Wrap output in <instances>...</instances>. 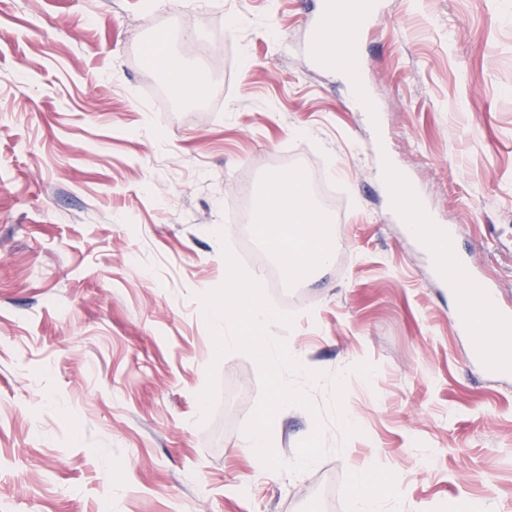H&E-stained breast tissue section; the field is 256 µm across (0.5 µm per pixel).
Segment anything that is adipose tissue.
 <instances>
[{
	"label": "adipose tissue",
	"instance_id": "1",
	"mask_svg": "<svg viewBox=\"0 0 512 512\" xmlns=\"http://www.w3.org/2000/svg\"><path fill=\"white\" fill-rule=\"evenodd\" d=\"M155 70L175 93L200 95L202 82L160 44L149 51ZM326 219L305 195L301 175L272 177L256 207L254 230L277 254L283 268L301 276L333 261ZM351 496L356 512H385L393 504V482L372 484L367 469L354 476Z\"/></svg>",
	"mask_w": 512,
	"mask_h": 512
}]
</instances>
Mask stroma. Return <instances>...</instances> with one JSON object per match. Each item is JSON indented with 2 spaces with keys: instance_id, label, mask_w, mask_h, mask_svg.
<instances>
[{
  "instance_id": "obj_1",
  "label": "stroma",
  "mask_w": 512,
  "mask_h": 512,
  "mask_svg": "<svg viewBox=\"0 0 512 512\" xmlns=\"http://www.w3.org/2000/svg\"><path fill=\"white\" fill-rule=\"evenodd\" d=\"M353 47L373 107L313 62L322 0H0V512H353L354 473H393L403 512H512V377L470 364L431 253L393 210L390 165L512 309V0H380ZM169 41L209 86L175 95ZM345 187L334 261L294 284L306 368L348 375L361 429L270 471L243 448L258 367L215 360L197 294L242 245L226 200L291 158ZM218 398L199 425L210 363ZM313 429L282 409L292 462ZM149 58L155 70L176 94L198 96L202 93V82L189 73L181 60L169 53L162 44H156L149 50Z\"/></svg>"
}]
</instances>
